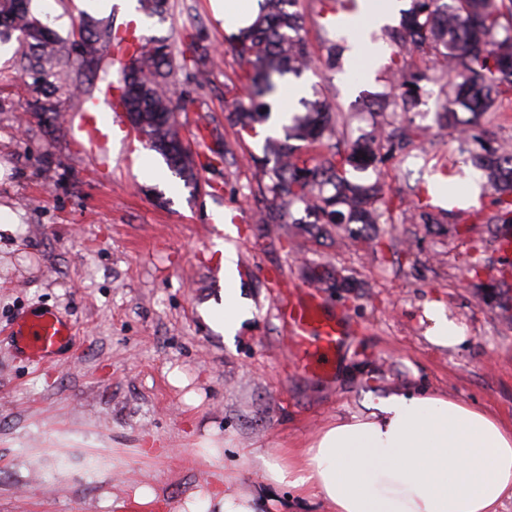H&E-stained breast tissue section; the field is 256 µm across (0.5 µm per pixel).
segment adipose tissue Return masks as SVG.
Returning <instances> with one entry per match:
<instances>
[{
  "label": "adipose tissue",
  "instance_id": "obj_1",
  "mask_svg": "<svg viewBox=\"0 0 512 512\" xmlns=\"http://www.w3.org/2000/svg\"><path fill=\"white\" fill-rule=\"evenodd\" d=\"M224 279V305L210 318L231 339L247 309L229 250ZM424 316L432 344L465 341L440 304H426ZM258 460L270 481L323 499L330 512H498L512 498V427L439 396H387L374 411L322 429L308 447ZM188 512H259V504L228 485L189 502Z\"/></svg>",
  "mask_w": 512,
  "mask_h": 512
}]
</instances>
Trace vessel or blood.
<instances>
[{"instance_id": "b4317fda", "label": "vessel or blood", "mask_w": 512, "mask_h": 512, "mask_svg": "<svg viewBox=\"0 0 512 512\" xmlns=\"http://www.w3.org/2000/svg\"><path fill=\"white\" fill-rule=\"evenodd\" d=\"M114 108L113 93L107 87L68 116L76 141L105 170L111 161L112 127L99 123L98 116ZM285 322L289 349L301 370L313 377L329 376L346 346V320L331 312L315 293L304 289L289 302ZM10 335L28 357L40 362L55 357L70 344L73 328L57 312L46 310L16 320Z\"/></svg>"}]
</instances>
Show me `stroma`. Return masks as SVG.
<instances>
[{
  "label": "stroma",
  "mask_w": 512,
  "mask_h": 512,
  "mask_svg": "<svg viewBox=\"0 0 512 512\" xmlns=\"http://www.w3.org/2000/svg\"><path fill=\"white\" fill-rule=\"evenodd\" d=\"M353 0H300L314 56L342 35ZM364 33L381 49L361 73L315 65L299 83L361 111L365 93L384 91L395 48L380 26ZM148 36L219 56L206 87L193 69L178 71V94L193 97L179 116L185 142L205 166L190 188L171 172L139 173L148 149L137 132L112 149L103 171L67 121L83 103L76 86L96 92L115 63L91 78L71 76L44 90L17 42L0 63V206L15 232L0 234V512H129L137 486H150L167 512L233 476L263 512H328L315 498L271 483L249 448H304L330 423L367 412L393 393L450 397L512 425V318L476 293L512 269V224L491 232L492 195L463 189L456 132L416 142L391 158L381 178L400 200L386 216L380 248L364 237L339 242L289 235L259 224L257 169L263 134H242L226 118L225 86L240 69L223 49L227 36L210 0H170ZM49 99L42 114L35 101ZM426 203L441 227L406 221ZM236 233L229 236L225 225ZM236 255L241 295L251 306L234 340L204 318L224 299V253ZM328 261L351 284L318 289L350 325L332 379L305 375L289 355L282 305L307 288V268ZM479 273H471V264ZM444 305L466 330L464 344L441 348L426 337L427 303ZM53 309L76 329L61 356L34 362L7 331L24 314ZM222 446L211 457L210 445Z\"/></svg>",
  "instance_id": "stroma-1"
}]
</instances>
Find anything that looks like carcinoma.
<instances>
[{"mask_svg":"<svg viewBox=\"0 0 512 512\" xmlns=\"http://www.w3.org/2000/svg\"><path fill=\"white\" fill-rule=\"evenodd\" d=\"M297 0H261L262 10L251 28L231 37L225 52L242 69L240 84L226 88L228 118L248 132L270 116L271 100L279 97L287 76L299 78L313 65L303 36L304 16ZM167 0H139L147 17L167 12ZM505 0H411L399 27L386 32L398 51L391 58L388 91L383 100L369 102L371 129L356 138L341 127L345 117L333 98L315 93L301 98L283 126L285 138H269L263 156H250L261 172L265 205L258 211L261 224H310L320 232L336 231L351 239L353 224H378L394 207V196L381 178L369 180L387 159L416 140L451 129L469 141L468 134L499 101L512 95V23H501ZM39 19L29 0H0V32H17L35 48L34 68L48 78L56 68L90 71L102 63L112 41L125 38L92 15L84 14L73 36L83 41V54L73 56V42L57 38L49 27L37 29ZM134 66L117 77L116 105L128 113L130 124L145 145L163 156L169 169L186 184L198 185V163L179 131L177 113L188 110L189 100L177 95L174 74L187 62L195 67L199 84L208 83L215 58L204 47L176 55L162 39L138 38L129 44ZM423 55L441 62V68H413L406 57ZM329 66H341L343 46L335 39L325 45ZM443 83L440 111L432 125H395L398 113L419 111L425 87ZM465 165L481 172L485 187L496 194L494 224H512V145L479 143L466 149ZM478 299L492 301L507 315L512 312V286L506 277L487 287Z\"/></svg>","mask_w":512,"mask_h":512,"instance_id":"1","label":"carcinoma"}]
</instances>
